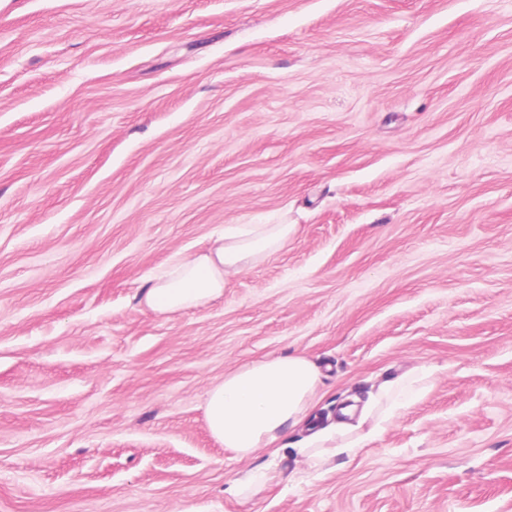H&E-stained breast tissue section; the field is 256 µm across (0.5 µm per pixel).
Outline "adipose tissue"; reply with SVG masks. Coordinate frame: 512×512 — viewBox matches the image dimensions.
I'll list each match as a JSON object with an SVG mask.
<instances>
[{
	"mask_svg": "<svg viewBox=\"0 0 512 512\" xmlns=\"http://www.w3.org/2000/svg\"><path fill=\"white\" fill-rule=\"evenodd\" d=\"M296 230L292 224H242L212 239L202 253L180 254L157 269L141 302L156 314L198 308L223 296L230 279L284 249ZM430 368L420 366L381 383L363 407H340L336 422L310 428L295 443L285 438L311 410L322 385L319 369L307 357L268 355L225 374L207 394L205 418L210 434L238 459L249 460L261 449L272 457L288 452L298 468L292 482L303 483L308 474L325 469L336 456L352 455L365 436L364 422L381 430L426 390ZM276 467L260 465L242 471L224 484L226 496L250 499L279 479Z\"/></svg>",
	"mask_w": 512,
	"mask_h": 512,
	"instance_id": "adipose-tissue-1",
	"label": "adipose tissue"
}]
</instances>
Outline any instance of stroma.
Masks as SVG:
<instances>
[{"label":"stroma","mask_w":512,"mask_h":512,"mask_svg":"<svg viewBox=\"0 0 512 512\" xmlns=\"http://www.w3.org/2000/svg\"><path fill=\"white\" fill-rule=\"evenodd\" d=\"M234 224L297 230L141 306ZM288 351L321 422L434 376L231 499L205 395ZM0 512H512V0H0ZM212 239L203 253L178 254L157 269L140 303L155 314L198 308L224 295L236 275L281 251L294 235L293 224H238Z\"/></svg>","instance_id":"obj_1"}]
</instances>
